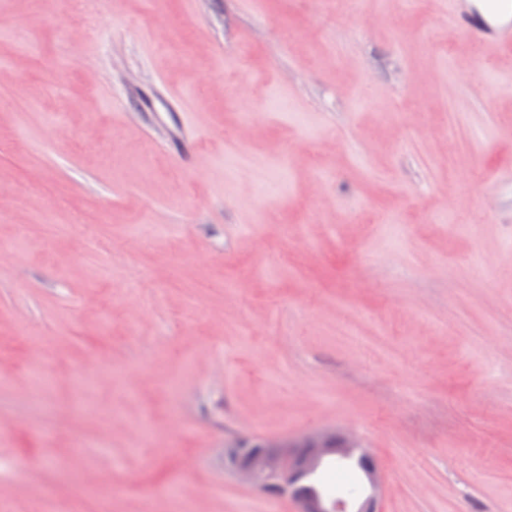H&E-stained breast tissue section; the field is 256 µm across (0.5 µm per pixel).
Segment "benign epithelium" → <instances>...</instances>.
I'll list each match as a JSON object with an SVG mask.
<instances>
[{
    "label": "benign epithelium",
    "instance_id": "obj_1",
    "mask_svg": "<svg viewBox=\"0 0 512 512\" xmlns=\"http://www.w3.org/2000/svg\"><path fill=\"white\" fill-rule=\"evenodd\" d=\"M353 449L354 442L346 436L341 437L338 443L333 435L313 433L294 440L266 439L262 450L250 455L243 463L236 461L238 453L235 451L230 452L229 457L233 460L236 476L253 488L261 492L274 490L280 494H293L296 512H335L339 508H345L347 512H377L380 477L374 468L366 471L370 493L351 505L325 496H304L295 487L303 475L325 462L350 458Z\"/></svg>",
    "mask_w": 512,
    "mask_h": 512
}]
</instances>
